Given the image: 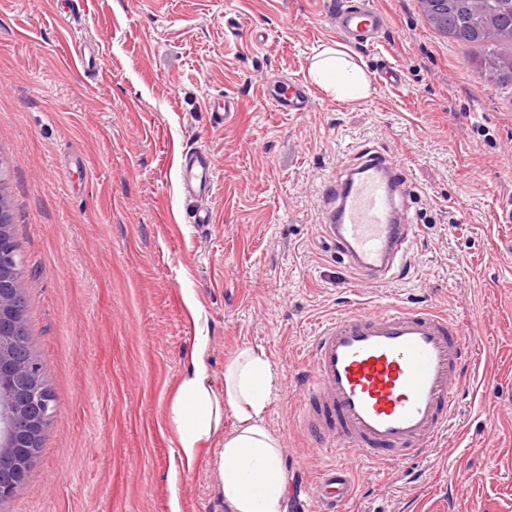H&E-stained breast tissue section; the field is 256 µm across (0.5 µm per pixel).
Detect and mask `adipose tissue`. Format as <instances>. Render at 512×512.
Here are the masks:
<instances>
[{"instance_id": "adipose-tissue-1", "label": "adipose tissue", "mask_w": 512, "mask_h": 512, "mask_svg": "<svg viewBox=\"0 0 512 512\" xmlns=\"http://www.w3.org/2000/svg\"><path fill=\"white\" fill-rule=\"evenodd\" d=\"M311 79L339 101L369 98L373 86L364 68L344 50H316ZM203 348H196L169 402L167 419L179 454L193 463L201 448L219 441L214 477L229 512H285L286 474L282 444L265 424L277 374L263 351L244 346L224 365V386L209 380ZM236 424L224 428V412Z\"/></svg>"}]
</instances>
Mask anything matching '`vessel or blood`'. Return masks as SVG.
Returning <instances> with one entry per match:
<instances>
[{
    "label": "vessel or blood",
    "mask_w": 512,
    "mask_h": 512,
    "mask_svg": "<svg viewBox=\"0 0 512 512\" xmlns=\"http://www.w3.org/2000/svg\"><path fill=\"white\" fill-rule=\"evenodd\" d=\"M332 19L343 39L363 44L374 43L385 26L372 0H348ZM275 102L279 111L304 112L310 93L294 81ZM217 183L208 152L186 154L180 187L196 204L191 223H210ZM406 183L394 155L368 151L330 187L322 234L354 275L380 283L397 278L417 232L398 202ZM465 344L462 328L430 307L390 303L373 311L352 301L312 342L301 423L323 449L395 466L410 460L448 427ZM349 494L348 468L332 466L316 491L318 512H337Z\"/></svg>",
    "instance_id": "1"
}]
</instances>
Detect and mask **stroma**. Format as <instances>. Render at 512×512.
Here are the masks:
<instances>
[{"instance_id":"stroma-1","label":"stroma","mask_w":512,"mask_h":512,"mask_svg":"<svg viewBox=\"0 0 512 512\" xmlns=\"http://www.w3.org/2000/svg\"><path fill=\"white\" fill-rule=\"evenodd\" d=\"M386 25L349 44L399 87L339 102L308 76L339 44L331 0H0V164L33 349L57 409L30 479L0 512H228L200 452L178 455L166 408L203 334L208 376L242 345L278 374L265 413L282 443L287 512H314L334 454L298 425L319 326L361 296L424 302L461 325L453 416L403 466L349 461L342 512H512V84L419 0H373ZM93 50L81 64L75 43ZM291 81L311 106L280 112ZM238 110L217 121L214 98ZM215 158L213 220L189 223L184 155ZM367 148L406 162L410 271L356 278L325 241L323 189ZM201 310L193 318L186 296Z\"/></svg>"}]
</instances>
